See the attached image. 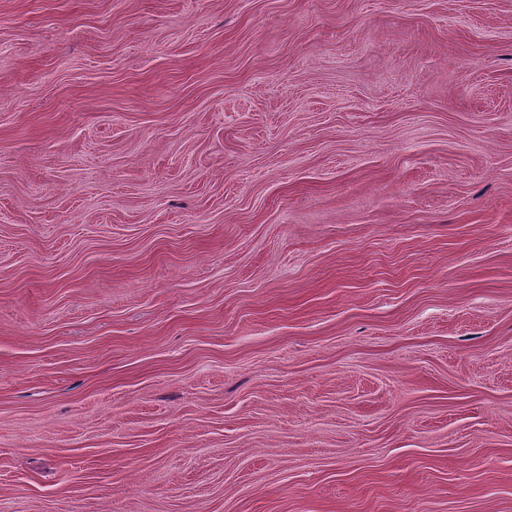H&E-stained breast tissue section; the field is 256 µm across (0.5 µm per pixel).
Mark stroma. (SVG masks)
Segmentation results:
<instances>
[{"label":"stroma","instance_id":"1","mask_svg":"<svg viewBox=\"0 0 512 512\" xmlns=\"http://www.w3.org/2000/svg\"><path fill=\"white\" fill-rule=\"evenodd\" d=\"M0 512H512V0H0Z\"/></svg>","mask_w":512,"mask_h":512}]
</instances>
